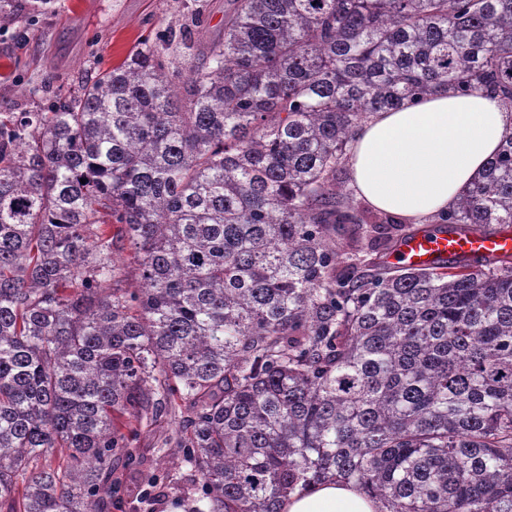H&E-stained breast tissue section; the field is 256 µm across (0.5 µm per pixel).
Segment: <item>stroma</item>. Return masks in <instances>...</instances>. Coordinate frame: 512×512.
<instances>
[{"mask_svg":"<svg viewBox=\"0 0 512 512\" xmlns=\"http://www.w3.org/2000/svg\"><path fill=\"white\" fill-rule=\"evenodd\" d=\"M230 0H48L36 24L16 20L0 26V113L39 112L47 99L98 68L123 61L138 41L172 25L188 40L224 34ZM173 417L139 427L130 440L166 485L158 512H180L187 469L171 440Z\"/></svg>","mask_w":512,"mask_h":512,"instance_id":"stroma-1","label":"stroma"}]
</instances>
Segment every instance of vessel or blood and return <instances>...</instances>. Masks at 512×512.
<instances>
[{"label":"vessel or blood","mask_w":512,"mask_h":512,"mask_svg":"<svg viewBox=\"0 0 512 512\" xmlns=\"http://www.w3.org/2000/svg\"><path fill=\"white\" fill-rule=\"evenodd\" d=\"M506 253H512V229L507 227L494 234L478 230L435 236L420 233L402 245L399 258L405 266L424 268L445 258Z\"/></svg>","instance_id":"vessel-or-blood-1"}]
</instances>
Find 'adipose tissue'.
I'll list each match as a JSON object with an SVG mask.
<instances>
[{"instance_id": "1", "label": "adipose tissue", "mask_w": 512, "mask_h": 512, "mask_svg": "<svg viewBox=\"0 0 512 512\" xmlns=\"http://www.w3.org/2000/svg\"><path fill=\"white\" fill-rule=\"evenodd\" d=\"M512 130V112L490 92L440 93L361 124L350 145L356 196L411 224L448 210ZM351 484L296 489L282 512H380Z\"/></svg>"}]
</instances>
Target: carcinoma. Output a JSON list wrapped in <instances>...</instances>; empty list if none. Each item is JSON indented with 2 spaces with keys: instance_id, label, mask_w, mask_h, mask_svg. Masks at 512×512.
<instances>
[{
  "instance_id": "1",
  "label": "carcinoma",
  "mask_w": 512,
  "mask_h": 512,
  "mask_svg": "<svg viewBox=\"0 0 512 512\" xmlns=\"http://www.w3.org/2000/svg\"><path fill=\"white\" fill-rule=\"evenodd\" d=\"M181 44L0 113V512H98L126 421L182 409L185 512L323 481L512 512V253L399 266L417 228L338 190L374 112L512 110V0H232L200 62ZM431 223L512 227V133ZM115 244L112 246V252L118 263L124 267V277L118 284V288H138L140 285V277L137 265L133 260L132 250L128 241L115 237Z\"/></svg>"
}]
</instances>
